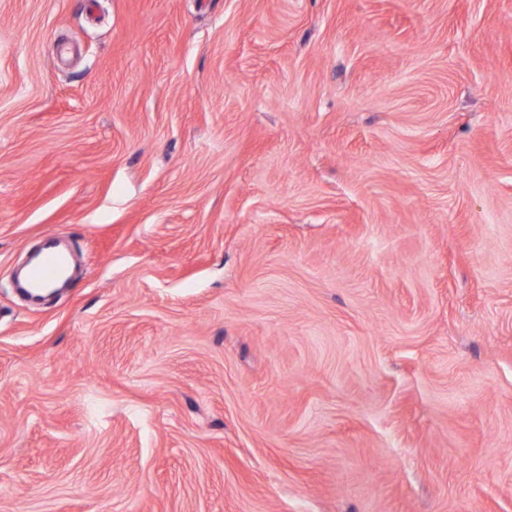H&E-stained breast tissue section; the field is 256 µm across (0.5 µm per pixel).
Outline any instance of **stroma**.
I'll use <instances>...</instances> for the list:
<instances>
[{
    "label": "stroma",
    "mask_w": 512,
    "mask_h": 512,
    "mask_svg": "<svg viewBox=\"0 0 512 512\" xmlns=\"http://www.w3.org/2000/svg\"><path fill=\"white\" fill-rule=\"evenodd\" d=\"M0 512H512V0H0ZM71 274L70 256L61 250L55 234H47L41 252L35 257L24 276V287L37 300L68 281ZM54 294V291L49 292Z\"/></svg>",
    "instance_id": "1"
}]
</instances>
